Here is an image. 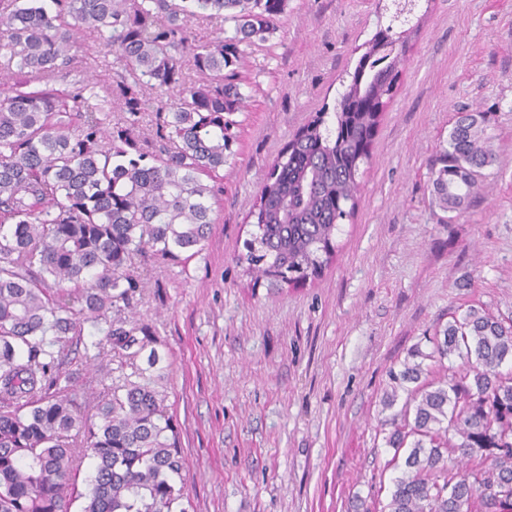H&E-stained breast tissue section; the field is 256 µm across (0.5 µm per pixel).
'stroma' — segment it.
Masks as SVG:
<instances>
[{
    "instance_id": "1",
    "label": "stroma",
    "mask_w": 512,
    "mask_h": 512,
    "mask_svg": "<svg viewBox=\"0 0 512 512\" xmlns=\"http://www.w3.org/2000/svg\"><path fill=\"white\" fill-rule=\"evenodd\" d=\"M417 15L360 204L317 279L255 280L237 256L273 160L385 26L381 0H287L239 61L202 250L132 259L129 318L153 335L136 364L181 431L186 512H378L401 474L382 431L390 371L416 349L436 376L432 338L468 307L512 319V0H419ZM463 112L482 115L497 161L451 218L431 166Z\"/></svg>"
}]
</instances>
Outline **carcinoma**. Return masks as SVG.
<instances>
[{"mask_svg": "<svg viewBox=\"0 0 512 512\" xmlns=\"http://www.w3.org/2000/svg\"><path fill=\"white\" fill-rule=\"evenodd\" d=\"M50 3L0 0V512H70L79 499L81 512H185L180 431L136 365L149 333L124 316L136 288L130 261L147 249L160 264L202 249L216 197L203 177L224 168L241 110V46L268 41L286 0ZM226 11L234 36L191 35L188 22ZM83 32L101 40L103 57L116 55L105 87L78 78ZM376 37L389 52L361 55L335 132L319 112L274 161L250 212L244 274L297 287L333 257L393 98L365 76L406 51ZM188 67L199 83H188ZM148 89L149 136L140 132ZM495 161L477 116L461 114L432 168L441 209L461 211ZM88 323L110 350L84 341ZM452 354L462 368L422 385L418 364L390 373L415 387L385 421L386 446L404 456L388 512H512V374L501 371L512 362V322L470 307L434 336L430 357ZM105 364L99 388L78 396L70 366Z\"/></svg>", "mask_w": 512, "mask_h": 512, "instance_id": "cac0c4a2", "label": "carcinoma"}]
</instances>
